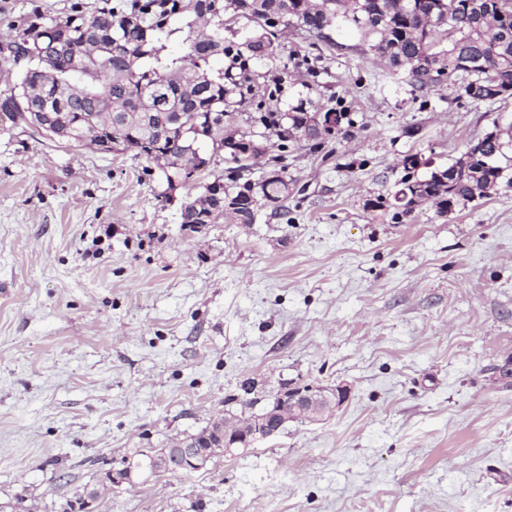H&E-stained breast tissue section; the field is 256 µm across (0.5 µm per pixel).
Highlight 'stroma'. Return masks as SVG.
I'll list each match as a JSON object with an SVG mask.
<instances>
[{"instance_id":"obj_1","label":"stroma","mask_w":512,"mask_h":512,"mask_svg":"<svg viewBox=\"0 0 512 512\" xmlns=\"http://www.w3.org/2000/svg\"><path fill=\"white\" fill-rule=\"evenodd\" d=\"M74 0H0V34ZM296 80L348 135L284 156L287 214L189 235L155 165L50 140L0 114V512H512V188L394 222L417 158L445 166L512 97L424 101L351 32H285ZM281 382L349 389L319 422L101 490L135 450L245 413Z\"/></svg>"}]
</instances>
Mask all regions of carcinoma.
<instances>
[{"label": "carcinoma", "instance_id": "cac0c4a2", "mask_svg": "<svg viewBox=\"0 0 512 512\" xmlns=\"http://www.w3.org/2000/svg\"><path fill=\"white\" fill-rule=\"evenodd\" d=\"M283 15L294 30L323 37L335 25L356 32L362 44L403 71L414 90L424 92L445 82L457 84L460 95L477 101L512 97V0H135L126 8L106 3L89 19L82 11L50 22L29 21L14 38L0 45V59L21 67L16 83L3 90L0 110L12 121L25 113L51 107L66 143H100L118 139L122 151L153 162L166 184L198 190L185 195L182 224H217L230 219L253 224L259 208L255 198L286 209L291 192L285 167L255 181L243 178L247 153L255 139L233 145L234 166L227 173L187 172L197 149L219 157L224 153L223 117L254 96L279 101L281 83L260 85V68L280 59L282 46L267 30L271 16ZM245 20L241 27L231 23ZM187 32L182 49L168 48L170 37ZM85 56L87 66H72ZM300 98L283 112L255 116L264 132L281 141L297 139L312 112H334L337 121L353 126L349 113L330 98L307 108ZM201 127L212 125L204 141L179 133L177 120ZM422 178L404 166L394 194L393 218L414 211L423 200L438 213L442 202L464 206L512 186V139L494 136ZM214 457L227 448H249L252 439L227 438L217 422L183 438Z\"/></svg>", "mask_w": 512, "mask_h": 512}]
</instances>
